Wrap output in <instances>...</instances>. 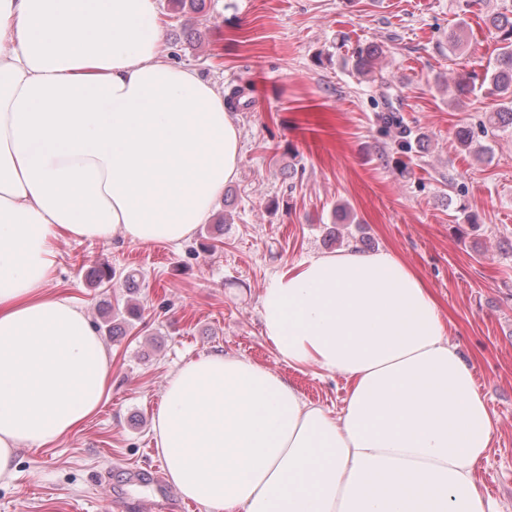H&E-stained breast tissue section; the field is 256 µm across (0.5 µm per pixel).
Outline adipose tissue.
<instances>
[{
	"label": "adipose tissue",
	"instance_id": "ef3b65f1",
	"mask_svg": "<svg viewBox=\"0 0 512 512\" xmlns=\"http://www.w3.org/2000/svg\"><path fill=\"white\" fill-rule=\"evenodd\" d=\"M224 96L171 61L156 0H0V483L81 428L112 362L48 294L56 242L177 245L238 174ZM291 367L347 383L330 414L232 355L186 363L154 420L170 483L205 512H499L494 418L422 277L394 253L311 256L259 300Z\"/></svg>",
	"mask_w": 512,
	"mask_h": 512
}]
</instances>
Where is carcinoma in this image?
Returning a JSON list of instances; mask_svg holds the SVG:
<instances>
[{"mask_svg": "<svg viewBox=\"0 0 512 512\" xmlns=\"http://www.w3.org/2000/svg\"><path fill=\"white\" fill-rule=\"evenodd\" d=\"M486 25L498 47L495 58L485 68L481 82H476V78L468 72H461L454 79V88L459 97H465L479 88L486 95L500 100V106L481 125V133L485 137L494 136L508 126L512 127V15L491 14L486 19ZM381 54L380 47L374 43L357 47L351 55L352 71L359 75L373 73ZM380 121L383 128L396 131L401 150L412 148L398 113L384 112Z\"/></svg>", "mask_w": 512, "mask_h": 512, "instance_id": "obj_1", "label": "carcinoma"}]
</instances>
